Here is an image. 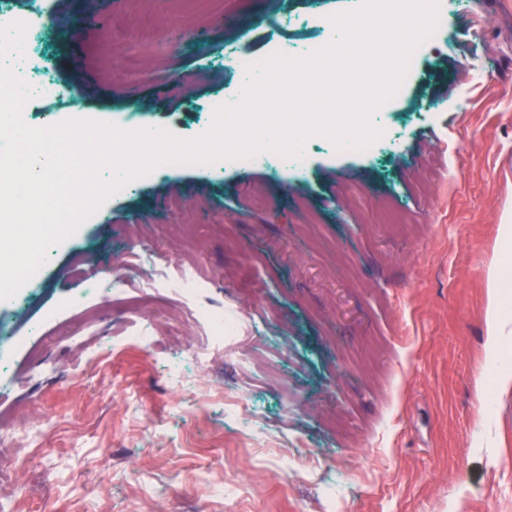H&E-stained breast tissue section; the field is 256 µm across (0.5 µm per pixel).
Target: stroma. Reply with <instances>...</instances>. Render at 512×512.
<instances>
[{
  "mask_svg": "<svg viewBox=\"0 0 512 512\" xmlns=\"http://www.w3.org/2000/svg\"><path fill=\"white\" fill-rule=\"evenodd\" d=\"M355 2L47 0L42 41L102 122L136 112L193 140L201 105L239 83L210 56L321 43L319 18ZM456 2L446 46L374 116L398 136L387 159L323 148L299 173L168 172L51 247L28 305L0 301V334L45 351L0 371V420L31 459L0 469L8 512H322L330 485L346 512H512V337L498 361L485 350L512 213V0ZM146 253L195 295L152 280ZM97 279L118 293L64 309ZM200 306L238 334L198 323ZM238 397L257 417L233 431ZM257 428L313 452L321 479L277 470ZM227 479L245 502L205 494Z\"/></svg>",
  "mask_w": 512,
  "mask_h": 512,
  "instance_id": "35a3bbf8",
  "label": "stroma"
}]
</instances>
